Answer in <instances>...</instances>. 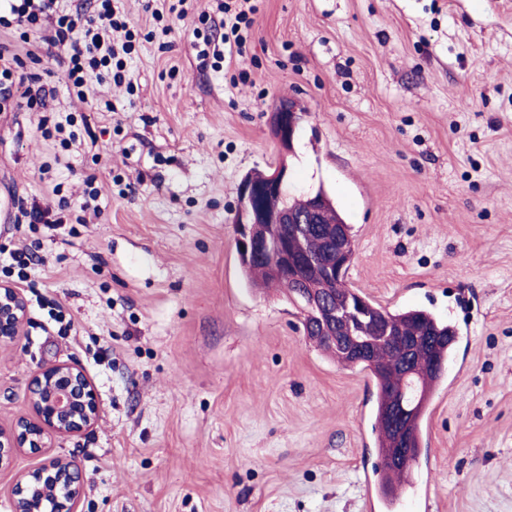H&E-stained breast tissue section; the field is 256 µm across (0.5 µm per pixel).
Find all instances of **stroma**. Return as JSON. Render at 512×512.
I'll use <instances>...</instances> for the list:
<instances>
[{
    "instance_id": "35a3bbf8",
    "label": "stroma",
    "mask_w": 512,
    "mask_h": 512,
    "mask_svg": "<svg viewBox=\"0 0 512 512\" xmlns=\"http://www.w3.org/2000/svg\"><path fill=\"white\" fill-rule=\"evenodd\" d=\"M252 2L232 60L200 35L217 0L181 17L156 0L159 21L118 0L137 34L124 86L106 76L78 101L57 47L22 68L53 98L11 88L0 248L44 265L20 285L22 336L0 345V424L59 362L85 370L100 417L0 471V512L52 455L83 468L78 512H367L373 385L239 265L238 184L283 163L291 193L325 190L350 225L352 288L458 335L402 500L425 484L434 512H512V0ZM283 100L303 114L289 151L270 124ZM90 185L96 214L76 204Z\"/></svg>"
}]
</instances>
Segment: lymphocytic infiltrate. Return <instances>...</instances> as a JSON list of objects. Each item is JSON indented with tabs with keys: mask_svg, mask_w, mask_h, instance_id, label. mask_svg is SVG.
<instances>
[{
	"mask_svg": "<svg viewBox=\"0 0 512 512\" xmlns=\"http://www.w3.org/2000/svg\"><path fill=\"white\" fill-rule=\"evenodd\" d=\"M220 20L210 30L221 33L227 53L241 51L243 24L255 11L251 0H221ZM21 33L25 54L38 59L52 48L67 45L69 64L66 87L84 97L91 76L110 71L122 82L125 57L131 54L134 33L113 0H91L89 7H72L68 0H0V33Z\"/></svg>",
	"mask_w": 512,
	"mask_h": 512,
	"instance_id": "f902f5d3",
	"label": "lymphocytic infiltrate"
}]
</instances>
